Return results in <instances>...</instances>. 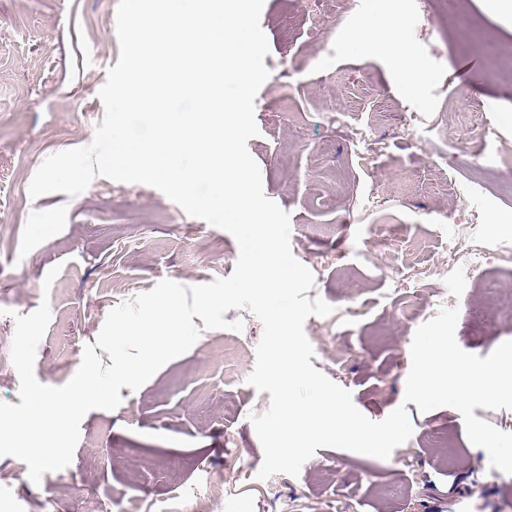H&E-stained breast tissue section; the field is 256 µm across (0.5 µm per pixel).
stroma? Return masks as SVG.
Masks as SVG:
<instances>
[{
	"mask_svg": "<svg viewBox=\"0 0 512 512\" xmlns=\"http://www.w3.org/2000/svg\"><path fill=\"white\" fill-rule=\"evenodd\" d=\"M119 0H0V359L13 313L48 301L34 373L49 386L77 371L108 312L171 279L186 286L232 274L234 237L188 215L158 189L96 177L81 194L31 199L29 178L55 153L87 146L98 97L119 60ZM396 23L426 81L408 89L386 44L353 48L371 18ZM268 85L247 142L267 198L291 215L295 258L314 275L307 298L334 308L304 323L310 362L351 392L368 418L398 406L414 432L390 458L317 448L298 476L259 479L263 449L250 421L270 406L248 382L263 327L203 329L185 354L113 411L82 420L71 464L28 477L0 457V512H512V474L492 468L459 411L404 400L415 331L459 311L456 340L487 356L512 319L480 294L481 277L512 281V18L487 0H265ZM473 58L469 89L458 66ZM485 143L472 164L470 140ZM472 231L480 276H430L448 240ZM51 288L43 282L52 267Z\"/></svg>",
	"mask_w": 512,
	"mask_h": 512,
	"instance_id": "1",
	"label": "stroma"
}]
</instances>
